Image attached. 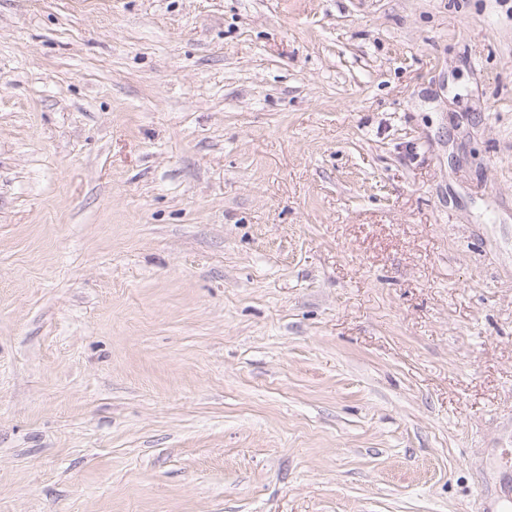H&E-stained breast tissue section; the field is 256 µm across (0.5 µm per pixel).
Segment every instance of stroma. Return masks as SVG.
I'll return each instance as SVG.
<instances>
[{"instance_id":"obj_1","label":"stroma","mask_w":512,"mask_h":512,"mask_svg":"<svg viewBox=\"0 0 512 512\" xmlns=\"http://www.w3.org/2000/svg\"><path fill=\"white\" fill-rule=\"evenodd\" d=\"M0 512H512V0H0Z\"/></svg>"}]
</instances>
